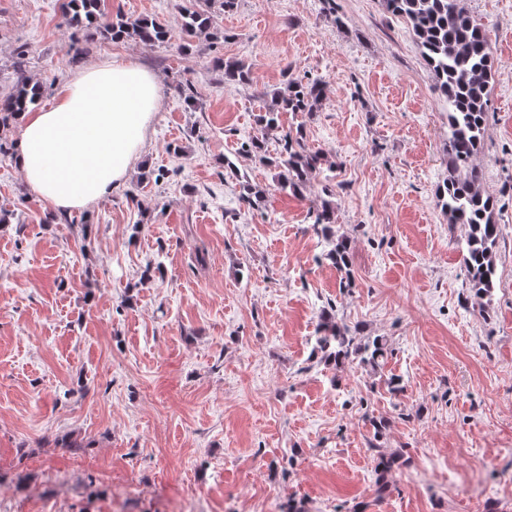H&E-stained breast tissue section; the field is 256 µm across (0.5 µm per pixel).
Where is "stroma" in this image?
Instances as JSON below:
<instances>
[{"label":"stroma","mask_w":512,"mask_h":512,"mask_svg":"<svg viewBox=\"0 0 512 512\" xmlns=\"http://www.w3.org/2000/svg\"><path fill=\"white\" fill-rule=\"evenodd\" d=\"M63 3L0 0V98L23 77L50 100L77 65L126 55L161 100L125 184L54 222L0 156V512H512V0H460L495 62L476 157L501 230L487 296L437 199L448 104L380 0H212L214 40L188 42L183 0H104L107 18L165 24L153 45L70 27ZM312 80L316 111L280 123L328 166L295 195L242 145L276 153L255 116ZM326 200L347 280L313 228ZM324 312L386 357L316 356Z\"/></svg>","instance_id":"1"}]
</instances>
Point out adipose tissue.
<instances>
[{
  "label": "adipose tissue",
  "mask_w": 512,
  "mask_h": 512,
  "mask_svg": "<svg viewBox=\"0 0 512 512\" xmlns=\"http://www.w3.org/2000/svg\"><path fill=\"white\" fill-rule=\"evenodd\" d=\"M160 83L137 61L112 57L76 71L49 105L19 114L14 160L27 187L60 213L109 196L134 167Z\"/></svg>",
  "instance_id": "ef3b65f1"
}]
</instances>
